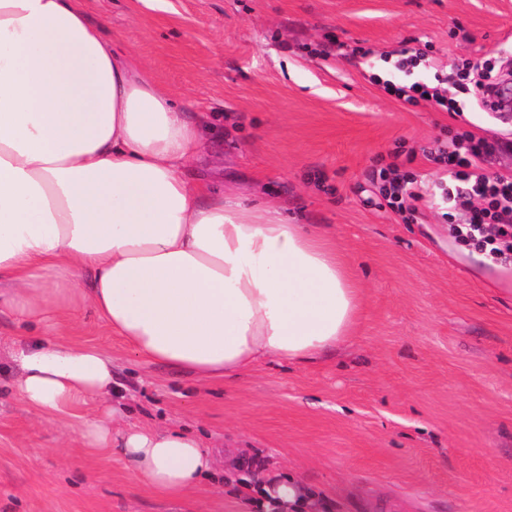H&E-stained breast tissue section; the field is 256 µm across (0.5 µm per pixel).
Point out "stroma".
I'll use <instances>...</instances> for the list:
<instances>
[{
    "instance_id": "stroma-1",
    "label": "stroma",
    "mask_w": 512,
    "mask_h": 512,
    "mask_svg": "<svg viewBox=\"0 0 512 512\" xmlns=\"http://www.w3.org/2000/svg\"><path fill=\"white\" fill-rule=\"evenodd\" d=\"M114 46L146 65L204 150L186 176L274 205L331 241L359 282L349 340L299 367L269 360L200 381L134 358L92 311L50 325L0 318V512H257L226 471L288 473L324 512H512V266L448 232L441 210L366 204L373 169L430 181L438 142L505 132L493 113L408 104L371 83L512 57V0H87ZM336 44L330 56L319 49ZM411 42L428 67L395 68ZM22 339L111 354L125 423L183 427L219 475L180 500L85 447L10 391Z\"/></svg>"
}]
</instances>
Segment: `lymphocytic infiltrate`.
Listing matches in <instances>:
<instances>
[{
  "mask_svg": "<svg viewBox=\"0 0 512 512\" xmlns=\"http://www.w3.org/2000/svg\"><path fill=\"white\" fill-rule=\"evenodd\" d=\"M501 85L490 70L474 74L470 82H450L447 74L434 73L427 81L385 82L386 93L409 104L426 102L443 112H461L459 95L472 96L485 104ZM457 97H449V88ZM512 152V137L486 138L466 132L440 143L433 160L440 164L447 181L441 186V198L451 209L461 213L463 222L454 225V233L478 241L487 254L500 263L512 262V173L488 175L484 164L495 155ZM376 205L402 215L421 214L432 207L424 180L390 164L370 174Z\"/></svg>",
  "mask_w": 512,
  "mask_h": 512,
  "instance_id": "obj_1",
  "label": "lymphocytic infiltrate"
}]
</instances>
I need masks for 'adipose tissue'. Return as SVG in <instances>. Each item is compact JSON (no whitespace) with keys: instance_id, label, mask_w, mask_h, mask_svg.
I'll use <instances>...</instances> for the list:
<instances>
[{"instance_id":"obj_1","label":"adipose tissue","mask_w":512,"mask_h":512,"mask_svg":"<svg viewBox=\"0 0 512 512\" xmlns=\"http://www.w3.org/2000/svg\"><path fill=\"white\" fill-rule=\"evenodd\" d=\"M200 128L146 66L116 51L84 0H0V315L49 323L92 310L134 355L200 379L274 358L297 366L351 335L361 289L331 243L274 206L186 178ZM89 287H80L83 275ZM13 393L88 447L179 499L216 458L177 428L125 425L112 357L20 341ZM263 512L317 508L292 477L253 486Z\"/></svg>"}]
</instances>
